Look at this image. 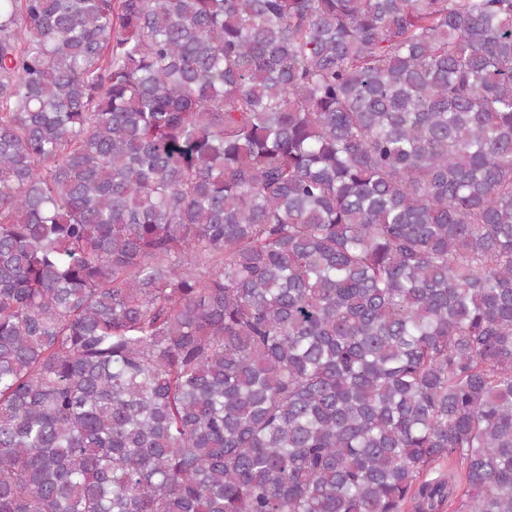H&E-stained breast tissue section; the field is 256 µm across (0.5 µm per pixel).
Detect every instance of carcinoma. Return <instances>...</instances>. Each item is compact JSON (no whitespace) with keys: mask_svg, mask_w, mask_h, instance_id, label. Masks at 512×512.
Segmentation results:
<instances>
[{"mask_svg":"<svg viewBox=\"0 0 512 512\" xmlns=\"http://www.w3.org/2000/svg\"><path fill=\"white\" fill-rule=\"evenodd\" d=\"M446 504L512 512V0H0V512Z\"/></svg>","mask_w":512,"mask_h":512,"instance_id":"cac0c4a2","label":"carcinoma"}]
</instances>
